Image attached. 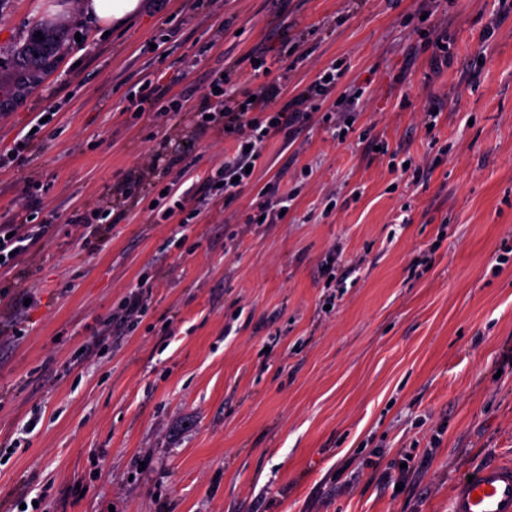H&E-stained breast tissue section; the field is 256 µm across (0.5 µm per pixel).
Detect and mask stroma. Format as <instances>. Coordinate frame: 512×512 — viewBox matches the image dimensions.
<instances>
[{"instance_id":"stroma-1","label":"stroma","mask_w":512,"mask_h":512,"mask_svg":"<svg viewBox=\"0 0 512 512\" xmlns=\"http://www.w3.org/2000/svg\"><path fill=\"white\" fill-rule=\"evenodd\" d=\"M185 2L143 0L106 33L78 0H0V150L52 115L0 171V225L33 213L53 233L0 268V290L24 298L0 310V512L25 493L34 512H448L483 460H512V260L497 262L512 248V14L493 0ZM59 4L68 21L53 22ZM38 24L62 43L19 92L14 60ZM423 27L447 33L448 69L432 70ZM285 41L305 55L291 84L336 61L343 88L371 97L273 134L240 200L188 226L131 203L112 230L68 225L117 199L146 155L202 178L224 162L216 133L194 150L128 111L132 87L190 107L226 63L251 86L252 51ZM407 159L424 184L391 170ZM266 186L293 194L288 215L249 223ZM144 278L147 313L116 328Z\"/></svg>"}]
</instances>
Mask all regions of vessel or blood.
Masks as SVG:
<instances>
[{"instance_id":"1","label":"vessel or blood","mask_w":512,"mask_h":512,"mask_svg":"<svg viewBox=\"0 0 512 512\" xmlns=\"http://www.w3.org/2000/svg\"><path fill=\"white\" fill-rule=\"evenodd\" d=\"M449 512H512V461H487L477 467L473 480H460Z\"/></svg>"}]
</instances>
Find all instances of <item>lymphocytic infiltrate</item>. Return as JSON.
Returning a JSON list of instances; mask_svg holds the SVG:
<instances>
[{"label":"lymphocytic infiltrate","instance_id":"obj_1","mask_svg":"<svg viewBox=\"0 0 512 512\" xmlns=\"http://www.w3.org/2000/svg\"><path fill=\"white\" fill-rule=\"evenodd\" d=\"M290 70L285 63L259 61L253 66L256 83L245 90L225 86L222 77H215L201 105L190 109L161 94H134L130 103L136 111L151 113L153 118L174 122L178 127L191 124L200 133L217 131L233 140L234 150L225 156L223 168L209 175L204 183H197L192 167L187 165L181 168L177 180L167 183L165 194L150 196L144 193L142 177L158 169L160 158L146 155L141 163L142 176L122 185V200H151L153 214L166 220L185 210L199 215L218 195L223 196L225 204H232L251 180L246 167L257 165L272 134L303 125L317 111L322 112L324 121H332L337 110L356 105L368 92L367 87H359L328 109L324 103L343 78L344 69L333 63L324 66L312 83L293 95L288 92ZM48 232V225L34 224L26 216L19 215L11 223L1 224L0 262L16 267L19 256Z\"/></svg>","mask_w":512,"mask_h":512}]
</instances>
